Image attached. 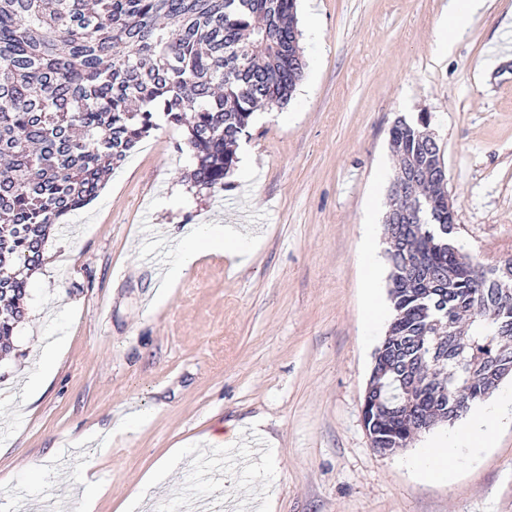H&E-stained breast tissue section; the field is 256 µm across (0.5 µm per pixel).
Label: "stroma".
Listing matches in <instances>:
<instances>
[{
    "mask_svg": "<svg viewBox=\"0 0 512 512\" xmlns=\"http://www.w3.org/2000/svg\"><path fill=\"white\" fill-rule=\"evenodd\" d=\"M447 14L448 0H298L307 68L285 108L255 111L238 144L251 169L195 187L187 131L165 125L50 230L0 354V512H41L84 475L103 490L95 512H123L172 448L234 427L222 471L183 461L140 512L198 497L228 512H512V424L440 483L402 464L427 434L383 454L361 413L376 350L359 343L358 248L389 209L372 189L397 168L396 118L429 115L465 251L512 257V0H487L440 56ZM198 224L255 239L249 262L205 255L161 291L155 267ZM60 336L55 376L22 399L36 348ZM131 412L136 429L113 433Z\"/></svg>",
    "mask_w": 512,
    "mask_h": 512,
    "instance_id": "stroma-1",
    "label": "stroma"
}]
</instances>
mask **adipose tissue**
Instances as JSON below:
<instances>
[{
	"instance_id": "ef3b65f1",
	"label": "adipose tissue",
	"mask_w": 512,
	"mask_h": 512,
	"mask_svg": "<svg viewBox=\"0 0 512 512\" xmlns=\"http://www.w3.org/2000/svg\"><path fill=\"white\" fill-rule=\"evenodd\" d=\"M223 251L240 261H248L250 253L243 235L230 225L201 224L185 240L168 272L169 280H178L199 259L203 249ZM379 242L374 225L363 227L359 259L366 271V302L368 315L362 344H372L387 321V309L379 303L375 292L380 276ZM512 422V387L500 390L493 398L471 404L468 411L449 429L421 448L418 454L405 458L410 470L425 473L440 482L450 481L454 471L480 458L491 447L501 428Z\"/></svg>"
}]
</instances>
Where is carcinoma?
Wrapping results in <instances>:
<instances>
[{
  "label": "carcinoma",
  "instance_id": "cac0c4a2",
  "mask_svg": "<svg viewBox=\"0 0 512 512\" xmlns=\"http://www.w3.org/2000/svg\"><path fill=\"white\" fill-rule=\"evenodd\" d=\"M297 0H0V347L23 316L31 272L51 226L94 197L105 176L160 123L184 126L194 184L224 186L254 108L282 107L302 81ZM428 114L389 130L421 187L402 204L413 223L390 224L394 315L372 373L408 407L372 423L401 438L420 419L453 424L501 382L498 324L512 297L462 267L448 248L447 178ZM477 309L465 335L448 317Z\"/></svg>",
  "mask_w": 512,
  "mask_h": 512
}]
</instances>
